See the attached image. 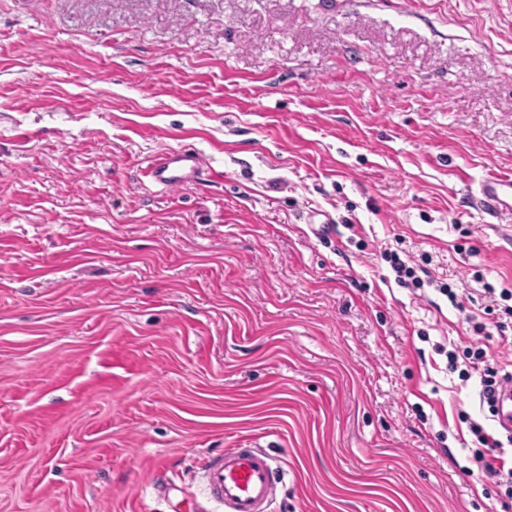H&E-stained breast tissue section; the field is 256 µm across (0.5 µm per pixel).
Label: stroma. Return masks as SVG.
Wrapping results in <instances>:
<instances>
[{"label":"stroma","mask_w":512,"mask_h":512,"mask_svg":"<svg viewBox=\"0 0 512 512\" xmlns=\"http://www.w3.org/2000/svg\"><path fill=\"white\" fill-rule=\"evenodd\" d=\"M182 146L220 180L144 181ZM493 174L512 0H0V512H223L252 446L278 512H512L446 357ZM204 479L210 496L224 512H274L277 467L263 448H227L206 460Z\"/></svg>","instance_id":"35a3bbf8"}]
</instances>
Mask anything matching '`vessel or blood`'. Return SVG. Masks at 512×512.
<instances>
[{
    "instance_id": "1",
    "label": "vessel or blood",
    "mask_w": 512,
    "mask_h": 512,
    "mask_svg": "<svg viewBox=\"0 0 512 512\" xmlns=\"http://www.w3.org/2000/svg\"><path fill=\"white\" fill-rule=\"evenodd\" d=\"M161 188L185 187L215 178L195 149L168 150L151 160L143 171ZM475 206L497 218H512V178L487 177L472 195ZM497 423L512 435V375L502 378L495 393ZM204 479L210 496L224 512H275L278 498L277 469L261 448H228L206 460Z\"/></svg>"
}]
</instances>
